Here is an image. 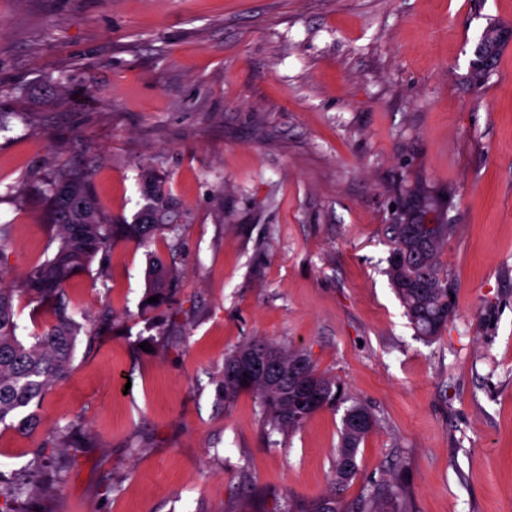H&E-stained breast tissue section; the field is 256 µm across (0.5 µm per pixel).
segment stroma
Instances as JSON below:
<instances>
[{"label":"stroma","instance_id":"35a3bbf8","mask_svg":"<svg viewBox=\"0 0 512 512\" xmlns=\"http://www.w3.org/2000/svg\"><path fill=\"white\" fill-rule=\"evenodd\" d=\"M492 28L512 34V0H0V287L56 247L32 191L55 165L94 161L103 212L127 217L153 169L187 214L67 289L71 372L34 432L0 425V481L31 488L18 512H278L329 493L343 407L282 434L253 393L221 395L253 338L304 350L377 416L347 499L401 471L414 512H512V38L469 80ZM412 207L454 227L455 315L432 341L387 274ZM153 254L179 270L158 308ZM72 421L92 447L34 457ZM497 30L490 29L485 34L478 49V58L473 62L471 80L475 84H481L487 78L495 61L497 51L503 40H497L494 35Z\"/></svg>","mask_w":512,"mask_h":512}]
</instances>
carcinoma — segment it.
Wrapping results in <instances>:
<instances>
[{"instance_id":"cac0c4a2","label":"carcinoma","mask_w":512,"mask_h":512,"mask_svg":"<svg viewBox=\"0 0 512 512\" xmlns=\"http://www.w3.org/2000/svg\"><path fill=\"white\" fill-rule=\"evenodd\" d=\"M500 46L495 30H488L473 62L474 83L485 81ZM93 166L91 161L82 168H62L38 184L58 245L50 258L28 270L19 291L51 305L53 322L41 332L23 336L14 291L0 288V424L14 423L19 430L32 428L37 420L36 409L48 391L70 373L79 325L68 312V283L95 261L100 273L107 274L115 240L145 245L165 231L176 230L183 221L184 214L165 181L150 168L139 174L144 199L140 210L129 220L123 216L107 219L91 190ZM390 231L394 246L388 259V275L392 286L417 334L427 340L436 339L447 329L453 315L448 303V275L443 273L440 263V251L453 227L436 224L427 230L414 223L413 213L408 212L403 223L390 225ZM177 284L176 269L160 258L153 259L147 269L148 296L158 297L162 304L171 298ZM252 357L265 364L253 367L247 363ZM310 383L320 387L322 394L321 402L314 406L299 393V387ZM242 391L257 395L271 430L280 433L298 430L316 411L332 408L343 400L337 381L317 372L307 353L285 352L260 340L245 342L225 361L224 399ZM377 425L367 403L351 401L342 418L333 461V493L306 502L290 499L280 512H413L404 480L397 475L382 483L364 485L351 502L343 498V491L358 472L360 444ZM62 440L76 448L91 444L71 422L57 435L44 440L37 453L59 447ZM23 493L22 483L0 485V512H16L14 501Z\"/></svg>"}]
</instances>
